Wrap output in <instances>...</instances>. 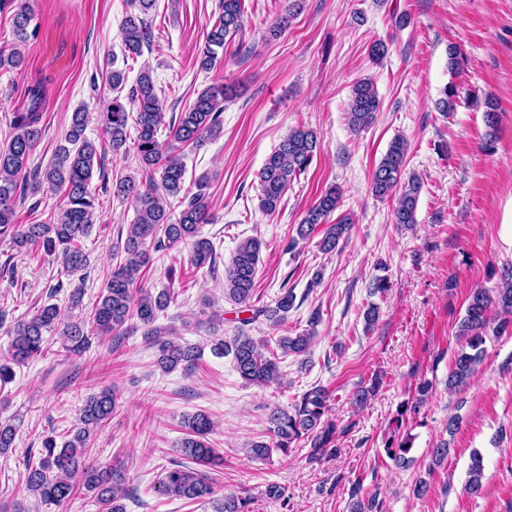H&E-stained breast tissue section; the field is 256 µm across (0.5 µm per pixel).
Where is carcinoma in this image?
Instances as JSON below:
<instances>
[{
    "label": "carcinoma",
    "mask_w": 512,
    "mask_h": 512,
    "mask_svg": "<svg viewBox=\"0 0 512 512\" xmlns=\"http://www.w3.org/2000/svg\"><path fill=\"white\" fill-rule=\"evenodd\" d=\"M14 45L9 52L0 50V68H17L24 61L21 48L29 41L28 31L32 12L29 0H14ZM131 12L122 26V39L129 53H142L149 45L151 30L149 16L156 0H127ZM302 0H288L284 12L278 17L271 34L278 35L288 28L301 10ZM219 16L206 32L200 50V67L212 69L224 44L245 27V0H219ZM25 100L12 113L10 126L14 135L5 148L0 149V239H9L19 250L35 249L62 258L66 271H80L87 266V256L78 245L95 217V193L91 183L94 168L104 170V156L97 155L93 142L85 137L86 112L72 113L70 129L65 144L56 150L52 163L43 170L27 174L30 153L42 136V110L45 89L34 84L24 94ZM227 97L222 85H212L198 94L192 104L178 119L169 122V139L160 140L158 134L164 126V100L159 97L150 71L140 72L126 96L116 95L103 102L99 112L101 125L111 142L112 153H119L128 139L127 106L136 108L134 121L140 177L124 176L112 182V192L117 196L132 198L136 219L129 225L124 242V258L112 268L99 300L89 318H73L63 325L60 340L63 348L78 354L89 347L92 340L104 336H119L125 324L135 319L143 327L145 340L158 352L157 364L164 371L180 365L189 367L197 354L191 347L164 340L167 330L155 325L158 314L165 311L173 300L169 291L151 293L138 288V276L151 261L150 251H164L180 243L191 246V262L203 268L214 260L211 241L198 236V225L206 224L210 216L207 177L202 175L193 186H185L186 168L179 151L185 147H198L206 139L220 134L223 124L224 100ZM380 100L369 80L358 81L352 89L348 104L347 120L350 129L360 133L375 121ZM485 148L491 149L497 127V103L485 100ZM320 149L317 131L297 127L267 157L258 174L260 193L259 208L273 214L288 187L304 173ZM408 151L407 140L395 137L372 172L373 195L385 200L392 198L394 223H417V206L421 182L416 177H404ZM31 176L32 190L47 186L61 194L63 206L56 221L38 224L16 222L18 192L25 183L22 176ZM178 199L182 209L171 216L170 199ZM341 190L332 185L322 191L297 224L296 234L301 240L310 238L319 227H324L319 241L326 253L336 249L348 233L350 219L341 217L336 223L329 218L340 206ZM260 242L249 238L239 243L231 265L225 271L224 294L243 312L251 316L242 323L264 318L272 326L285 322L293 307L294 294L285 290L272 306L257 308L252 305L255 279L260 262ZM60 309L54 304H44L28 319H20L10 330L12 336L8 355L11 363H0V384L13 379L11 364H23L44 354L46 333L57 329ZM318 316L308 321V329L294 336H280L275 344L269 340L257 341L243 329L231 341L219 340L214 347L219 355H233L235 369L249 385L267 387L280 380L279 359L293 354L306 353L315 335ZM512 333V267H504L499 274L497 287L477 288L468 297L463 316L457 323L459 339L448 371L446 385L450 391L462 390L483 361L484 344L489 335L502 336ZM433 382L419 381L412 400L404 403L400 414L417 416L431 397ZM332 393L323 386L305 391L291 408L275 406L268 413V431L272 438L255 441L249 453L260 460H268L273 451L288 454L295 443L310 441L311 455L334 454L336 448V423L329 419V402ZM115 408V397L108 389L90 396L82 407L77 423L62 444L47 437L41 448L38 465L27 466L24 477L26 491L45 505L60 504L83 487L95 494L102 512H125L122 500L127 489L108 467L90 461L91 448L97 431L105 425ZM186 437L179 448L185 461L163 472L156 492L186 500L209 502L214 512H248L249 499L236 493L216 494L210 475L203 467L214 462L215 449L209 447L206 437L213 432L215 422L206 413L197 412L185 419ZM15 429L7 421H0V455L13 448ZM412 449L408 433L392 435L384 452L394 465L407 464V454ZM483 461L480 455L471 458L465 489L471 495L480 494L483 487Z\"/></svg>",
    "instance_id": "carcinoma-1"
}]
</instances>
